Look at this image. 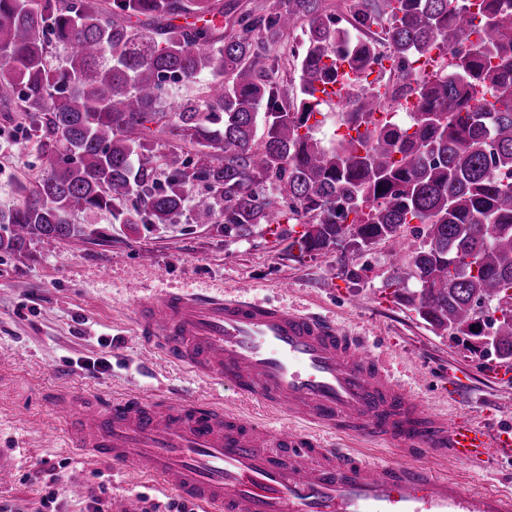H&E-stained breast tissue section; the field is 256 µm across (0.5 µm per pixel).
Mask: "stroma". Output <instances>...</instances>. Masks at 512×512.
<instances>
[{"mask_svg": "<svg viewBox=\"0 0 512 512\" xmlns=\"http://www.w3.org/2000/svg\"><path fill=\"white\" fill-rule=\"evenodd\" d=\"M32 145L0 148V206L24 201L20 184L38 179ZM185 209L151 229L113 223L109 213L79 211L73 221L99 229L97 238H41L22 252L0 253V466L13 470L0 486L11 512H172L173 495L158 491L144 466L115 467L67 447L53 400H112L187 393L252 417L286 424L259 400L223 381L161 360L145 343L128 293L161 289L215 294L233 291L333 318L388 356L400 381L433 413L512 428V383L490 378L494 360L437 335L399 298L414 288L408 256L424 237L405 229L401 248L302 252L301 224H260L251 236H225L221 225L197 224ZM107 359L88 373L86 363ZM436 473L467 487L512 494V458L486 468L447 457L427 458ZM54 496L45 504L46 496Z\"/></svg>", "mask_w": 512, "mask_h": 512, "instance_id": "35a3bbf8", "label": "stroma"}]
</instances>
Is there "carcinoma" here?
<instances>
[{
	"label": "carcinoma",
	"mask_w": 512,
	"mask_h": 512,
	"mask_svg": "<svg viewBox=\"0 0 512 512\" xmlns=\"http://www.w3.org/2000/svg\"><path fill=\"white\" fill-rule=\"evenodd\" d=\"M360 2L339 30L325 0H0V112L21 113L44 166L22 205L0 208V250L97 235L72 223L78 210L166 224L194 185L223 203H198L195 223L244 238L300 221L302 251L397 243L415 222L425 245L409 260L408 306L442 334L490 337L494 359L512 360V0ZM384 21L397 60L450 50L427 77L400 73L399 90L416 99L406 124L369 112L382 103L336 65L371 70L372 26ZM298 27L294 106L271 77L272 49ZM340 79L342 124L357 136L328 148L309 123L315 84ZM183 80L203 81L201 92L168 105V83ZM159 136L194 157L173 152L158 172ZM491 304L496 317L484 315Z\"/></svg>",
	"instance_id": "carcinoma-1"
}]
</instances>
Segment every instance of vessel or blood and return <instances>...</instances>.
Here are the masks:
<instances>
[{
    "instance_id": "b4317fda",
    "label": "vessel or blood",
    "mask_w": 512,
    "mask_h": 512,
    "mask_svg": "<svg viewBox=\"0 0 512 512\" xmlns=\"http://www.w3.org/2000/svg\"><path fill=\"white\" fill-rule=\"evenodd\" d=\"M160 356L287 413L267 429L188 395L131 396L56 411L72 447L153 481L204 512H512V495L463 487L415 455L484 464L512 456V430L445 422L367 341L331 318L239 295L160 290L133 299ZM392 443L379 463L329 435Z\"/></svg>"
}]
</instances>
